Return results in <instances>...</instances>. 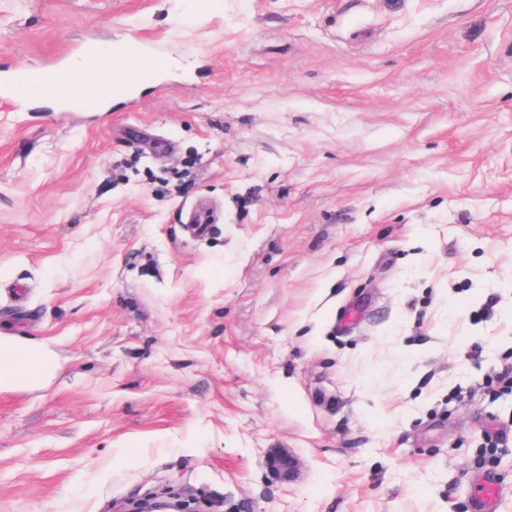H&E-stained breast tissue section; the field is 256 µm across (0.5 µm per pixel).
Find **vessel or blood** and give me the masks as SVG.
I'll list each match as a JSON object with an SVG mask.
<instances>
[{
  "mask_svg": "<svg viewBox=\"0 0 512 512\" xmlns=\"http://www.w3.org/2000/svg\"><path fill=\"white\" fill-rule=\"evenodd\" d=\"M164 67V59L156 56L152 58L149 66L136 70L116 68L109 74L94 73L85 79L77 96L73 98L66 91L72 82L70 70L22 68L8 82H0V99L54 97L62 101H72L78 111L94 112L99 110L105 100L128 97L135 87L153 82ZM501 497L502 489L498 480L493 475H484L472 497V512H497Z\"/></svg>",
  "mask_w": 512,
  "mask_h": 512,
  "instance_id": "vessel-or-blood-1",
  "label": "vessel or blood"
}]
</instances>
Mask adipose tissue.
<instances>
[{
	"label": "adipose tissue",
	"instance_id": "ef3b65f1",
	"mask_svg": "<svg viewBox=\"0 0 512 512\" xmlns=\"http://www.w3.org/2000/svg\"><path fill=\"white\" fill-rule=\"evenodd\" d=\"M58 369L49 344L0 334V391L48 383Z\"/></svg>",
	"mask_w": 512,
	"mask_h": 512
}]
</instances>
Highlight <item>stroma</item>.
<instances>
[{"instance_id": "1", "label": "stroma", "mask_w": 512, "mask_h": 512, "mask_svg": "<svg viewBox=\"0 0 512 512\" xmlns=\"http://www.w3.org/2000/svg\"><path fill=\"white\" fill-rule=\"evenodd\" d=\"M197 2L0 0V75L168 62L0 102V512H512V0ZM112 53L117 57L132 56L126 58L124 64L127 68L136 70L113 69ZM133 56L151 59L152 63L142 67L143 61ZM165 65L164 59L146 51L142 41L130 40L113 45L111 52L99 55L97 68L100 71L103 67L108 68L112 74L97 72L86 78L75 98H71L66 91L67 85L71 86L73 71L61 68H21L8 82H0V99H39L54 96L72 103L79 112H96L105 100L128 97L138 85L153 82ZM0 391L48 383L58 358L48 343L0 332ZM502 489L498 480L491 474L483 476L479 488L472 497V512H498Z\"/></svg>"}]
</instances>
